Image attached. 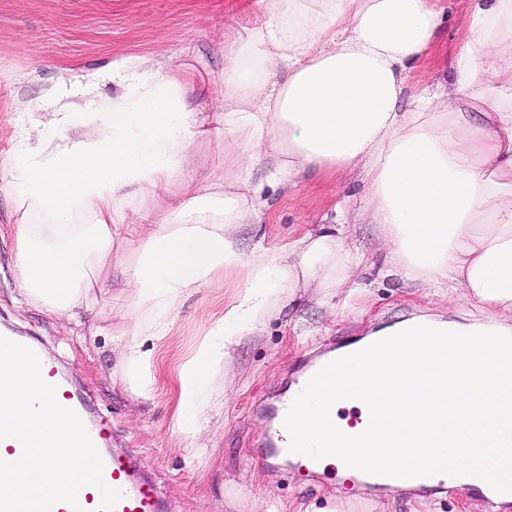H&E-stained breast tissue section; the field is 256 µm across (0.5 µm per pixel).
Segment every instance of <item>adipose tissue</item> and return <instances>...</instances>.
Segmentation results:
<instances>
[{
	"mask_svg": "<svg viewBox=\"0 0 512 512\" xmlns=\"http://www.w3.org/2000/svg\"><path fill=\"white\" fill-rule=\"evenodd\" d=\"M257 3L260 19L224 66L216 121L228 165L196 177L205 121L183 79L144 57L113 63L126 90L111 100L56 103V123L76 127V139L50 134L38 152L0 151L19 304L104 337L125 389L148 403L173 311L239 274L234 301L178 367L170 428L194 458L237 336L262 324L284 290L306 280L339 288L370 262L327 233L247 255L236 226L269 210L263 187L362 165L358 215L388 247L386 274L447 290L497 324L383 329L384 346L342 357L328 390L362 415L353 426L331 418L332 430L376 438L380 470L472 467L483 485L512 481V350L490 343L512 336L501 322L512 317V0H467L449 80L435 86L411 75L441 41L442 0ZM121 224L134 260L113 295L104 275Z\"/></svg>",
	"mask_w": 512,
	"mask_h": 512,
	"instance_id": "adipose-tissue-1",
	"label": "adipose tissue"
}]
</instances>
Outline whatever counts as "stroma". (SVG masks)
Masks as SVG:
<instances>
[{
	"label": "stroma",
	"instance_id": "1",
	"mask_svg": "<svg viewBox=\"0 0 512 512\" xmlns=\"http://www.w3.org/2000/svg\"><path fill=\"white\" fill-rule=\"evenodd\" d=\"M255 18L254 0H0V150L21 140L37 146L53 113H27L23 105L49 91L86 104L122 93L123 80L112 74L116 60L148 57L167 71L190 67L191 106L212 117L224 92V56ZM362 189L358 165L331 179L309 175L271 192L262 223L238 225L236 237L247 253L261 247L284 252L306 232H328L366 250L373 266L356 273L361 287L354 291L314 281L295 289L290 301L237 338L224 367L219 412L200 438L207 451L193 464H186L170 430L178 366L234 300L242 285L238 275L216 278L173 313L171 333L158 350V391L149 403L125 390L107 342L80 338L73 325L15 301L8 235L0 237V326L39 345L68 374L107 448L129 457L153 482L161 512H490L487 500L469 490L422 497L366 491L341 479L335 466L315 477L295 465H275L258 448L259 411L287 394L291 370L302 359L418 315L459 324L483 319L437 289L384 275L387 248L374 225L329 222L336 203L357 210Z\"/></svg>",
	"mask_w": 512,
	"mask_h": 512
}]
</instances>
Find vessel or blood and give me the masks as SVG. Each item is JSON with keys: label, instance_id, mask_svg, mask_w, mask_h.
Here are the masks:
<instances>
[{"label": "vessel or blood", "instance_id": "1", "mask_svg": "<svg viewBox=\"0 0 512 512\" xmlns=\"http://www.w3.org/2000/svg\"><path fill=\"white\" fill-rule=\"evenodd\" d=\"M336 366L337 360L332 354L302 365L294 378L297 397L278 400L260 414L262 446L274 462H288L292 456L306 450L312 463L316 464L326 453V445L312 442L310 433L300 427L299 410L303 395L324 386L327 379L335 374ZM346 449L350 453L354 482L362 489L426 492L434 486L446 484L445 479L435 478L428 471H409L399 467L384 472L374 470L361 441L349 440ZM101 461L104 485L121 494L113 512H159L155 486L144 479L124 457L108 453L102 455ZM100 488L91 485L82 487L77 493L76 505L60 502L53 506L52 512H98L102 504Z\"/></svg>", "mask_w": 512, "mask_h": 512}]
</instances>
